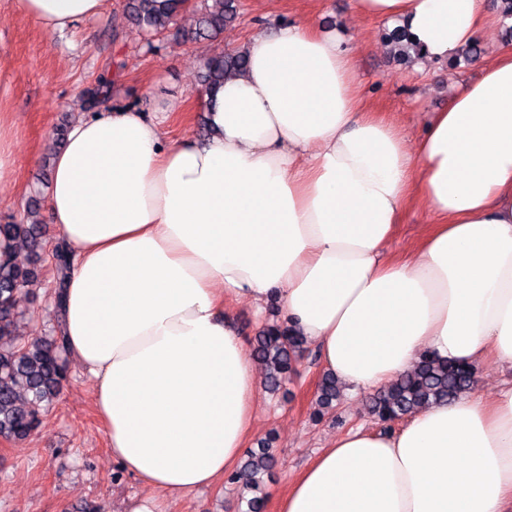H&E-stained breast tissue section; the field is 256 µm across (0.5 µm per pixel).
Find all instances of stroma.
Wrapping results in <instances>:
<instances>
[{
  "label": "stroma",
  "instance_id": "1",
  "mask_svg": "<svg viewBox=\"0 0 512 512\" xmlns=\"http://www.w3.org/2000/svg\"><path fill=\"white\" fill-rule=\"evenodd\" d=\"M320 17L323 28L346 37L353 52L362 104L392 117L404 136L417 140L428 113L447 105L451 95L479 76L476 65L448 71L419 59L397 61L384 44L391 22L358 15L352 0H241L240 18L220 41L178 43L151 39L134 31L126 0H103L100 14L72 29L49 34L17 0H0V115L12 126L14 170L0 182V220L26 221L46 158L60 125L85 113L82 91L100 74L113 85L110 105L149 110L170 108L163 126L166 138L204 131L203 92L199 75L209 54L239 47L250 35L278 23ZM432 216L409 206L397 225L390 249L405 256L414 251L423 225ZM33 299L22 307V337L42 336L56 327L54 272L31 285ZM323 373L321 356L305 346L288 384L267 395L248 447L270 442L277 463L266 481L265 512H278L277 494L337 434L352 427L376 429L368 413L370 394L345 393L341 403L315 419L316 385ZM93 383L76 362L41 426L23 442L0 441V512H76L80 505L102 506L103 512H131L150 488L113 460L96 415ZM170 512H242L234 485L219 482L170 504Z\"/></svg>",
  "mask_w": 512,
  "mask_h": 512
}]
</instances>
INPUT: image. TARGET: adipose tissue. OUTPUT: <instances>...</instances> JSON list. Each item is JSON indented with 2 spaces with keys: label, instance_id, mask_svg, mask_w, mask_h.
I'll list each match as a JSON object with an SVG mask.
<instances>
[{
  "label": "adipose tissue",
  "instance_id": "adipose-tissue-1",
  "mask_svg": "<svg viewBox=\"0 0 512 512\" xmlns=\"http://www.w3.org/2000/svg\"><path fill=\"white\" fill-rule=\"evenodd\" d=\"M55 32L103 0H21ZM453 60L502 23L484 0H355ZM248 68L204 109L209 135L168 140L164 112L96 110L54 159L49 224L73 252L62 321L115 460L166 505L233 472L262 402L231 304L277 297L350 391L423 352L512 368V43L408 142L367 111L352 53L313 20L243 45ZM436 217L389 243L405 207ZM279 512H512V382L420 409L392 433L337 435Z\"/></svg>",
  "mask_w": 512,
  "mask_h": 512
}]
</instances>
